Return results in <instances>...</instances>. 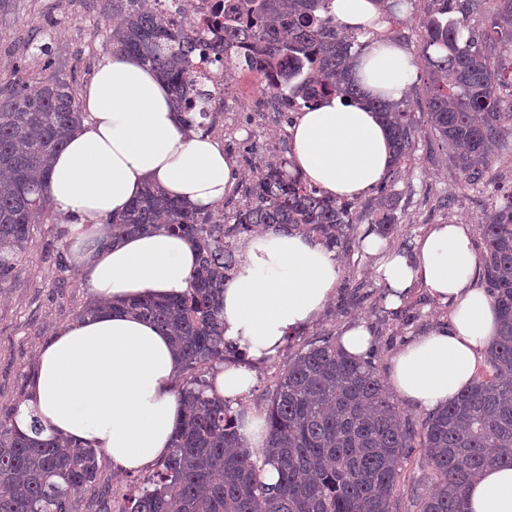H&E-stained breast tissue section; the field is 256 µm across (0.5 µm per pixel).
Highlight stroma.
Masks as SVG:
<instances>
[{
    "label": "stroma",
    "instance_id": "stroma-1",
    "mask_svg": "<svg viewBox=\"0 0 512 512\" xmlns=\"http://www.w3.org/2000/svg\"><path fill=\"white\" fill-rule=\"evenodd\" d=\"M70 8V0H6L0 8V73L45 43L57 69L74 73L79 85H88L91 77L83 53L99 60L111 51L102 34L107 0H94L92 16L76 26L67 20ZM428 8V0H406L390 24L392 35L414 57L420 52V21ZM404 97L421 134L402 172L390 174L384 190H373L359 199L353 218L359 229H367L365 213L376 212L380 203L389 204L396 226L385 245L409 252L432 225L462 222L478 226L492 203L511 197L512 149L494 161L484 186H461L447 151L430 132L424 98L412 89ZM230 119L232 128L224 133L223 147L236 160L242 179L252 178L267 162L290 153L287 113L267 112L258 122L253 112L240 109ZM450 193L455 196L454 205L438 207V200ZM68 227L64 220L35 225L32 260L0 292V413L26 402L41 347L61 325L74 322L87 303L89 290L71 260L74 241L67 234ZM335 254L341 277L323 314L315 324L290 336L275 359L258 367L256 384L240 402V409L264 413L267 393L289 357L314 338L339 336L350 322L364 320L372 330V362L384 380L401 347L447 324L449 304L434 299L421 286L413 289L400 308H390L375 274L377 259L363 252L360 238L337 245ZM432 482L423 449H409L400 469V492L393 512H418L417 498Z\"/></svg>",
    "mask_w": 512,
    "mask_h": 512
}]
</instances>
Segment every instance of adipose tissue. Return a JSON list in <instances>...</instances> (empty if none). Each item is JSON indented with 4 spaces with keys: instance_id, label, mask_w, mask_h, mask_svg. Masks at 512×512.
Masks as SVG:
<instances>
[{
    "instance_id": "1",
    "label": "adipose tissue",
    "mask_w": 512,
    "mask_h": 512,
    "mask_svg": "<svg viewBox=\"0 0 512 512\" xmlns=\"http://www.w3.org/2000/svg\"><path fill=\"white\" fill-rule=\"evenodd\" d=\"M330 10L350 30L370 26L383 5L331 0ZM353 70L360 96L324 98L298 113L289 131L291 173L326 196L349 200L368 195L393 167L389 133L371 98L399 100L418 78L406 48L390 38L367 45ZM80 106L85 118L52 160L48 192L74 226L73 263L100 309L61 326L42 346L14 423L27 436L103 450L113 469H144L171 450L182 415L180 360L164 330L126 307L145 296L182 295L196 252L164 226L110 240L108 221L149 185L188 207L214 208L239 173L200 128L199 114L180 109L166 83L135 56L105 57ZM362 247L379 258L376 273L391 306L418 284L451 304L447 326L409 341L389 374L393 392L408 405L427 413L447 405L471 384L498 331L493 302L478 283L468 225H432L410 255L382 252L372 232ZM340 273L334 254L301 233L281 229L249 238L221 310L224 341L235 357L215 368L213 395L232 403L246 397L257 367L321 316ZM465 509L512 512V467H486L469 486Z\"/></svg>"
}]
</instances>
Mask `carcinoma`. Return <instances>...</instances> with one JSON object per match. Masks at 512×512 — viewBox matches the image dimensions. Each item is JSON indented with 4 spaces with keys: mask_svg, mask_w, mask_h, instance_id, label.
<instances>
[{
    "mask_svg": "<svg viewBox=\"0 0 512 512\" xmlns=\"http://www.w3.org/2000/svg\"><path fill=\"white\" fill-rule=\"evenodd\" d=\"M493 26L512 30V0H496ZM330 0H224V68L278 76L287 102L311 107L322 98L359 94L349 63L360 35L341 32ZM422 19L425 98L433 136L448 152L463 186L484 184L512 135V60L491 53V37L468 25L484 0H429ZM104 24L112 53L132 54L155 68L186 112L201 111L187 76V34L164 25L151 0H111ZM74 74L47 78L26 60L0 74V289L29 261L34 225L52 224L49 167L81 121ZM392 141L396 171L418 128L404 101H374ZM282 159L265 165L245 187L232 214L192 209L147 186L120 216L112 237L165 226L194 247L190 288L175 300H134L135 315L167 330L182 365L183 404L170 454L152 481L129 488L122 512H392L405 450L419 444L434 474L418 512H463V492L491 463L512 466V195L492 205L479 225L483 281L499 321L486 352L487 370L448 406L415 428L391 402L376 369L357 361L331 336L290 357L268 398L267 446L245 449L240 415L211 397L208 365L224 362L220 319L224 287L237 267L228 239L270 228L312 236L328 249L356 231L355 203L326 197L288 171ZM393 234L389 209L370 219ZM15 411L0 415V512H73L72 496L95 487L104 453L64 439L41 441L17 432ZM278 480H264L267 466Z\"/></svg>",
    "mask_w": 512,
    "mask_h": 512,
    "instance_id": "obj_1",
    "label": "carcinoma"
}]
</instances>
